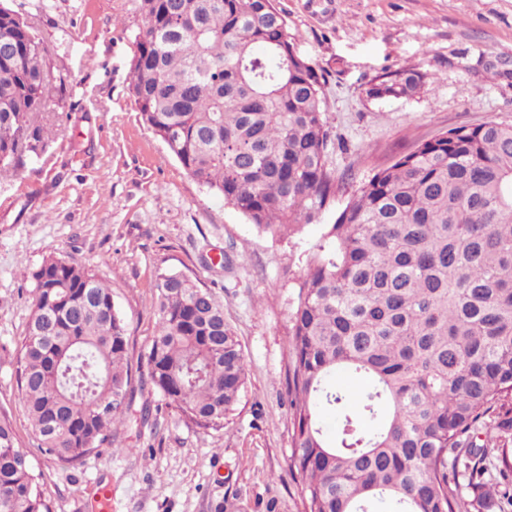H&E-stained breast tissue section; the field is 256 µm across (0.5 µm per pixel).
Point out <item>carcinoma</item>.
I'll list each match as a JSON object with an SVG mask.
<instances>
[{"mask_svg": "<svg viewBox=\"0 0 512 512\" xmlns=\"http://www.w3.org/2000/svg\"><path fill=\"white\" fill-rule=\"evenodd\" d=\"M130 93L143 123L199 184L260 233L320 220L336 195L323 83L273 0H141ZM50 48L0 15V181L46 150ZM415 70L375 78L412 98ZM15 372L41 452L73 466L105 444L134 397L112 289L56 256L31 273ZM150 386L188 425L218 429L248 374L224 305L198 278L156 283ZM290 468L304 512H512V124L440 133L363 183L327 225L288 324ZM362 375L357 393L336 372ZM336 413L328 441L319 414ZM495 416L497 447L479 444ZM362 418L379 422L366 433ZM0 419V512H51Z\"/></svg>", "mask_w": 512, "mask_h": 512, "instance_id": "carcinoma-1", "label": "carcinoma"}]
</instances>
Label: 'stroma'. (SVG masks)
Instances as JSON below:
<instances>
[{
    "label": "stroma",
    "instance_id": "35a3bbf8",
    "mask_svg": "<svg viewBox=\"0 0 512 512\" xmlns=\"http://www.w3.org/2000/svg\"><path fill=\"white\" fill-rule=\"evenodd\" d=\"M52 48L56 137L0 182V417L31 460L52 512H92L98 486L112 512H302L289 469L285 382L297 281L326 225L355 189L435 135L488 120L512 124V0H275L296 53L324 77L336 197L288 239L190 177L141 120L130 94L140 0H0ZM424 75L412 98L366 90L396 70ZM51 255L112 290L138 367L155 334L157 276H197L224 304L248 370L220 429L186 425L170 408L142 419L136 391L113 446L64 467L36 449L15 376L31 314L30 274Z\"/></svg>",
    "mask_w": 512,
    "mask_h": 512
}]
</instances>
